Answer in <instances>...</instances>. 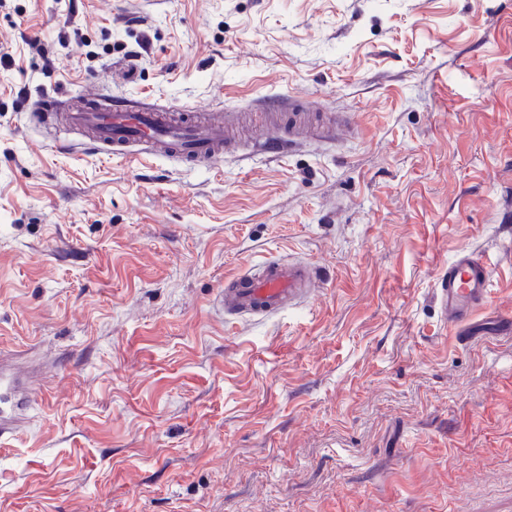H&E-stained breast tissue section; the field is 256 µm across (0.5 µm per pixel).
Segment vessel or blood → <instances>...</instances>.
Returning <instances> with one entry per match:
<instances>
[{
  "instance_id": "vessel-or-blood-1",
  "label": "vessel or blood",
  "mask_w": 512,
  "mask_h": 512,
  "mask_svg": "<svg viewBox=\"0 0 512 512\" xmlns=\"http://www.w3.org/2000/svg\"><path fill=\"white\" fill-rule=\"evenodd\" d=\"M62 112L72 126L94 133V146L105 153L153 156L172 153L196 164L223 157L232 143L225 139L226 121L215 117L198 120L185 112L160 109L149 102L105 101L89 96L67 107L50 102L46 112ZM33 119L44 123L45 114ZM493 268L482 251L464 247L445 265L437 279L433 302L443 325H469L491 298ZM323 279L317 266L270 260L258 270L238 275L222 293L226 312L241 316H270L310 299Z\"/></svg>"
}]
</instances>
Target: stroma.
Masks as SVG:
<instances>
[{
	"mask_svg": "<svg viewBox=\"0 0 512 512\" xmlns=\"http://www.w3.org/2000/svg\"><path fill=\"white\" fill-rule=\"evenodd\" d=\"M1 54L0 512H512V0H0ZM82 94L345 129L111 157L31 119ZM270 259L320 294L226 318ZM493 268L481 250L464 247L437 279L433 302L445 326H469L491 298Z\"/></svg>",
	"mask_w": 512,
	"mask_h": 512,
	"instance_id": "1",
	"label": "stroma"
}]
</instances>
